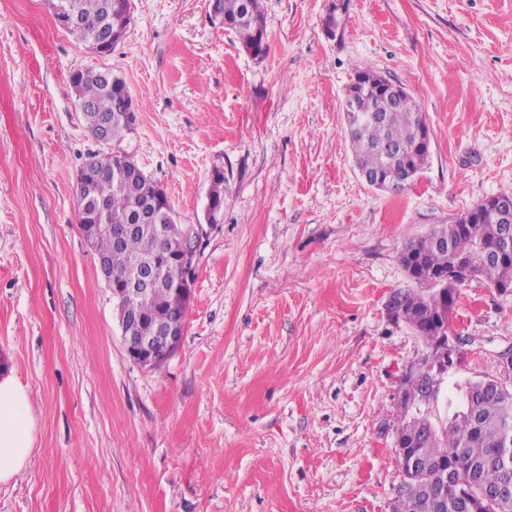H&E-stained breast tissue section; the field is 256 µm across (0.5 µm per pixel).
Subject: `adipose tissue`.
Returning a JSON list of instances; mask_svg holds the SVG:
<instances>
[{"label":"adipose tissue","mask_w":512,"mask_h":512,"mask_svg":"<svg viewBox=\"0 0 512 512\" xmlns=\"http://www.w3.org/2000/svg\"><path fill=\"white\" fill-rule=\"evenodd\" d=\"M36 419L28 387L12 373H0V484L27 467L35 445Z\"/></svg>","instance_id":"1"}]
</instances>
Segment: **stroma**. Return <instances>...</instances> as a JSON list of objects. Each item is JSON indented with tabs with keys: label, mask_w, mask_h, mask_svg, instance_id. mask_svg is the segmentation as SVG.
<instances>
[{
	"label": "stroma",
	"mask_w": 512,
	"mask_h": 512,
	"mask_svg": "<svg viewBox=\"0 0 512 512\" xmlns=\"http://www.w3.org/2000/svg\"><path fill=\"white\" fill-rule=\"evenodd\" d=\"M263 0L267 51L209 0H131L102 56L47 0H0V367L28 387L36 450L0 512H392L401 381L425 350L390 310L405 245L512 193V0ZM109 67L138 112L122 149L201 226L178 350L124 353L79 230L77 174L100 144L74 72ZM421 104L430 157L405 189L365 183L345 137L355 70ZM224 170L220 223L205 221ZM457 378L496 375L512 293L475 279L451 321Z\"/></svg>",
	"instance_id": "1"
}]
</instances>
